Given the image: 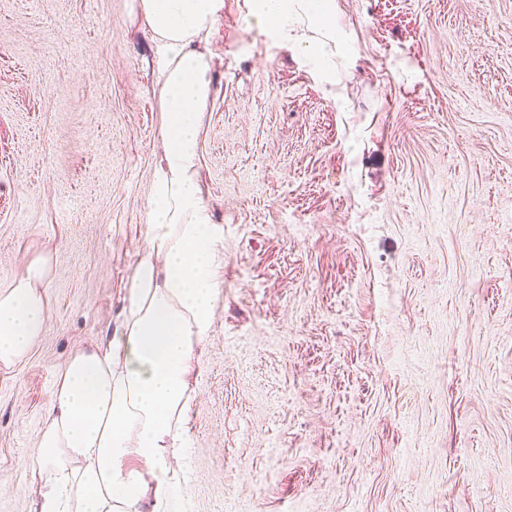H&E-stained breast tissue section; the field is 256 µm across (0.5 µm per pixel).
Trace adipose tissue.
I'll return each mask as SVG.
<instances>
[{
    "label": "adipose tissue",
    "mask_w": 512,
    "mask_h": 512,
    "mask_svg": "<svg viewBox=\"0 0 512 512\" xmlns=\"http://www.w3.org/2000/svg\"><path fill=\"white\" fill-rule=\"evenodd\" d=\"M169 56L163 75L162 165L148 247L127 290L119 334L74 353L26 462L39 482L34 512H186L183 424L197 347L209 339L222 282L216 231L198 182L199 126L212 95V57L198 48L223 0H140ZM252 23L329 69L330 0H252ZM47 261L0 284V365L26 359L48 316Z\"/></svg>",
    "instance_id": "1"
}]
</instances>
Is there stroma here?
Wrapping results in <instances>:
<instances>
[{"instance_id":"stroma-1","label":"stroma","mask_w":512,"mask_h":512,"mask_svg":"<svg viewBox=\"0 0 512 512\" xmlns=\"http://www.w3.org/2000/svg\"><path fill=\"white\" fill-rule=\"evenodd\" d=\"M224 0L199 47L222 290L189 512H512V0H334L336 68ZM139 0H0V283L48 260L0 365V512L78 350L120 330L162 155ZM47 259L32 261L25 272L0 284V364L11 366L27 358L42 335L48 316L44 290Z\"/></svg>"}]
</instances>
